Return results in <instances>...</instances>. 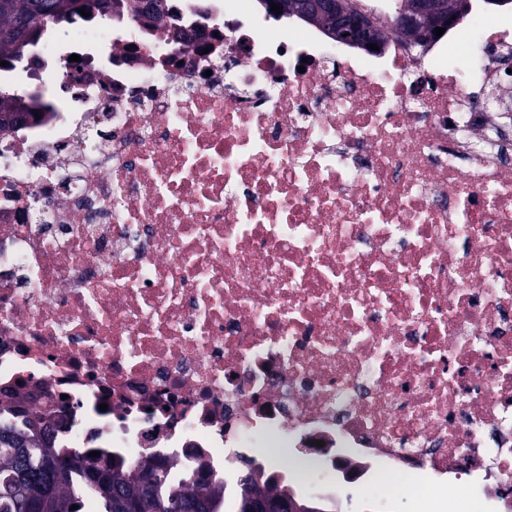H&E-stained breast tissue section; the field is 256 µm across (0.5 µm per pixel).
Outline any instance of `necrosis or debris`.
Here are the masks:
<instances>
[{"mask_svg": "<svg viewBox=\"0 0 512 512\" xmlns=\"http://www.w3.org/2000/svg\"><path fill=\"white\" fill-rule=\"evenodd\" d=\"M0 134V390L59 447L512 512V59L345 55L253 0L54 28ZM70 82L59 99L55 74ZM153 431L144 445L145 431Z\"/></svg>", "mask_w": 512, "mask_h": 512, "instance_id": "obj_1", "label": "necrosis or debris"}]
</instances>
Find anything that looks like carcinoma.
Instances as JSON below:
<instances>
[{"mask_svg": "<svg viewBox=\"0 0 512 512\" xmlns=\"http://www.w3.org/2000/svg\"><path fill=\"white\" fill-rule=\"evenodd\" d=\"M35 0H0V31L23 29V34L10 42L0 41V71L12 70L23 61L28 46L34 44L45 27L60 26L79 16L84 9L94 20L103 16L121 18L127 13L154 23L168 14V0H43L58 7L36 10ZM34 102H27L0 89V114L33 115ZM14 417L23 418L25 429L13 424H0V512H115L114 496L138 498L144 494L143 472L151 465L134 471L120 458L99 454L97 457L73 454L54 447L55 430L48 429L46 418L22 405L0 406ZM153 469V468H151ZM156 479L150 487L149 499L138 512H169L171 500L202 499L206 512H243L244 490L228 498L224 485L210 482L187 471L175 472L171 467L153 469Z\"/></svg>", "mask_w": 512, "mask_h": 512, "instance_id": "carcinoma-1", "label": "carcinoma"}]
</instances>
